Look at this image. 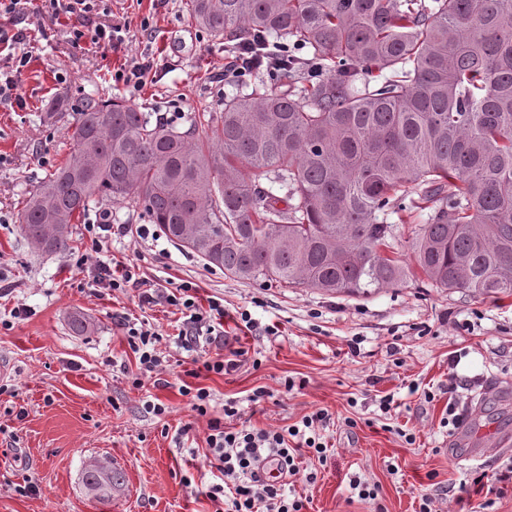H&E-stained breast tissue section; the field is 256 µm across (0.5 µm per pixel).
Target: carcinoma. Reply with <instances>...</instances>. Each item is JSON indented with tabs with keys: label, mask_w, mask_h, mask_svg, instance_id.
Instances as JSON below:
<instances>
[{
	"label": "carcinoma",
	"mask_w": 512,
	"mask_h": 512,
	"mask_svg": "<svg viewBox=\"0 0 512 512\" xmlns=\"http://www.w3.org/2000/svg\"><path fill=\"white\" fill-rule=\"evenodd\" d=\"M228 50L274 63L267 82L186 128L121 97L85 96L67 160L20 213L37 249L68 248L90 204L143 208L180 247L241 280L360 295L419 277L512 296V0H188ZM306 49L299 58L289 44ZM319 66L324 76L305 80ZM383 78L371 84L362 68ZM269 177L278 191L261 188ZM399 211L427 214L408 259L387 254ZM88 491L124 473L92 461Z\"/></svg>",
	"instance_id": "carcinoma-1"
}]
</instances>
